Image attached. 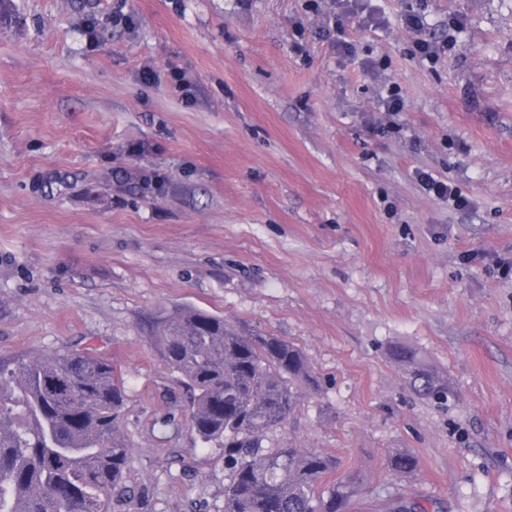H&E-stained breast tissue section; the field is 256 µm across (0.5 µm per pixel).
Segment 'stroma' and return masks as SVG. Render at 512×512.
<instances>
[{"instance_id": "35a3bbf8", "label": "stroma", "mask_w": 512, "mask_h": 512, "mask_svg": "<svg viewBox=\"0 0 512 512\" xmlns=\"http://www.w3.org/2000/svg\"><path fill=\"white\" fill-rule=\"evenodd\" d=\"M0 21V355L90 352L126 387L133 500L224 512V451L153 346L189 305L276 336L319 380L270 448L357 483L356 512H512V0H13ZM454 46L413 55L405 13ZM131 17L128 25L115 14ZM184 74L187 91L171 72ZM397 85L401 134L382 137ZM425 170L469 200L427 195ZM448 375L443 406L390 356ZM418 470L393 475L389 455Z\"/></svg>"}]
</instances>
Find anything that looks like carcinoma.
I'll return each mask as SVG.
<instances>
[{
    "label": "carcinoma",
    "mask_w": 512,
    "mask_h": 512,
    "mask_svg": "<svg viewBox=\"0 0 512 512\" xmlns=\"http://www.w3.org/2000/svg\"><path fill=\"white\" fill-rule=\"evenodd\" d=\"M151 340L188 389L192 431L224 449V512H353L357 487L326 482V457L265 446L294 413L301 389L316 383L299 348L193 307L162 314ZM390 357L420 397L452 395L448 378L416 350L395 347ZM124 405L123 379L101 357H0V512H112L114 499L129 498ZM388 467L407 476L418 461L397 452Z\"/></svg>",
    "instance_id": "cac0c4a2"
}]
</instances>
